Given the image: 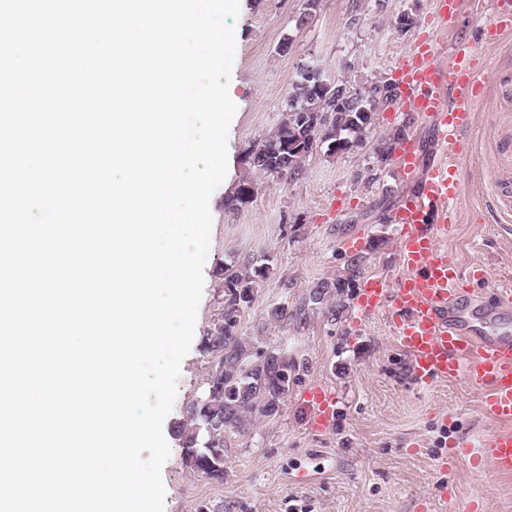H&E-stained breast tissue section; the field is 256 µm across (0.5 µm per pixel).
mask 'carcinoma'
I'll list each match as a JSON object with an SVG mask.
<instances>
[{"label": "carcinoma", "mask_w": 512, "mask_h": 512, "mask_svg": "<svg viewBox=\"0 0 512 512\" xmlns=\"http://www.w3.org/2000/svg\"><path fill=\"white\" fill-rule=\"evenodd\" d=\"M387 81H377L369 88L354 91L347 81L338 79L320 86L317 79L298 72L286 99L288 113L276 131L261 144L244 154L250 168L291 178L301 171L303 158L318 147L334 155L362 145L375 124L378 107L388 104ZM408 138L407 125H397L382 135L373 149L378 166L394 161L393 153ZM252 182H241L230 196L233 206L252 202ZM364 256L351 257L343 274L317 283L309 293L308 304L290 308L274 307L270 316L276 321H303L309 312L324 308L334 316L346 307L363 276ZM270 269V259L263 255L247 260L243 267H220L216 276L222 288L224 317L213 323L202 337L203 356L223 355L221 371L215 376L220 387L209 395L208 381L202 383V404L188 403L183 420L175 426L182 448L183 466L201 475L215 460L214 452L223 454L239 446L254 434L259 419L272 420L280 415L290 386L300 379L303 365L280 348H260L261 337L242 326L244 313L256 299V285Z\"/></svg>", "instance_id": "1"}]
</instances>
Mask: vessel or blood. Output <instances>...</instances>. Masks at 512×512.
I'll return each instance as SVG.
<instances>
[{"mask_svg": "<svg viewBox=\"0 0 512 512\" xmlns=\"http://www.w3.org/2000/svg\"><path fill=\"white\" fill-rule=\"evenodd\" d=\"M437 54L429 36L414 40L398 71L403 94L397 107L433 119L443 152L419 178L413 147L404 149L397 172L413 187L389 217L398 227V273L391 284L382 277L367 279L356 306L360 316L381 313L391 322L416 385L459 378L480 391L483 411L508 429L469 446L467 453L476 466L511 477L512 324L500 314L512 309V284L487 287L477 272L473 288L465 289L463 267L439 244L456 222L459 165L471 146L482 58L465 42L455 46L451 62H438ZM487 290L493 294L489 303L483 297ZM303 398L312 430L335 424V389L317 385Z\"/></svg>", "mask_w": 512, "mask_h": 512, "instance_id": "vessel-or-blood-1", "label": "vessel or blood"}]
</instances>
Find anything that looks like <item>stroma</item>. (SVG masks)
Instances as JSON below:
<instances>
[{"instance_id":"stroma-1","label":"stroma","mask_w":512,"mask_h":512,"mask_svg":"<svg viewBox=\"0 0 512 512\" xmlns=\"http://www.w3.org/2000/svg\"><path fill=\"white\" fill-rule=\"evenodd\" d=\"M436 9L437 0H240L228 173L210 199L196 341L163 423L171 448L162 470L165 512H440L448 493L458 512H512V477L477 469L464 454L440 472L438 458L449 442L465 447L502 426L484 414L479 394L463 380L415 385L385 316L358 320L352 304L334 318L315 310L301 326L267 315L272 304H300L316 282L342 274L350 255L343 242L353 235L362 240L365 277H394L398 230L386 217L411 185L398 180L392 164L374 181L366 172L378 138L402 122L410 127L420 166H427L440 152L433 121L383 108L363 146L336 155L314 150L301 174L287 181L243 162L245 150L281 122L299 66L315 64L327 79L346 80L357 90L393 79L399 57ZM491 13L492 0H465L440 40V59L449 60L459 39L484 59L472 150L460 165L458 222L445 246L463 267H483L498 284L512 282V35L487 43ZM285 40L290 46L283 51ZM245 180L255 185L252 202L229 209L227 199ZM333 202L335 219L322 221ZM373 238L379 245L371 250ZM260 254L270 258L271 271L242 324L256 331L262 346L286 348L305 370L280 416L258 422L253 439L229 454L227 475L218 483L186 471L174 427L201 390L198 340L221 307L216 270ZM319 384L335 388L339 398L335 425L321 432L306 425L303 399L307 387Z\"/></svg>"}]
</instances>
